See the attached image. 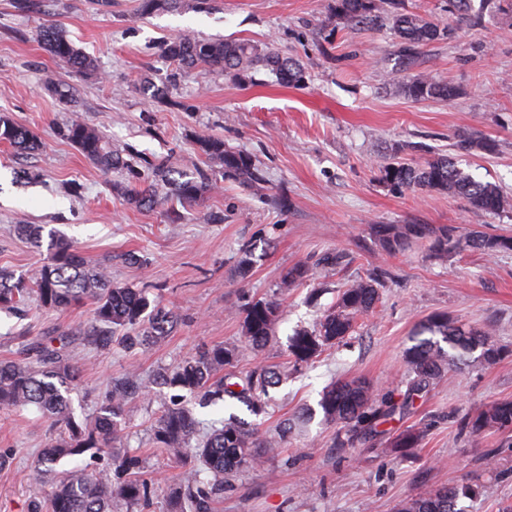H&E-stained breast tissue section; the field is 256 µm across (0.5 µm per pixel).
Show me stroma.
I'll list each match as a JSON object with an SVG mask.
<instances>
[{
	"instance_id": "1",
	"label": "stroma",
	"mask_w": 512,
	"mask_h": 512,
	"mask_svg": "<svg viewBox=\"0 0 512 512\" xmlns=\"http://www.w3.org/2000/svg\"><path fill=\"white\" fill-rule=\"evenodd\" d=\"M140 0H0V115L36 135V150L0 142V269L30 276L47 260L18 235L20 224L73 242L87 261L107 268L114 285L143 289L179 316L168 336L133 349L67 344L83 367L69 393L76 418L92 414L129 370L147 380L214 344L239 348L246 372L277 367L284 380L270 389L266 414L246 404L199 406L184 400L209 433L237 415L256 423L280 445L257 469L224 484L213 512H397L407 499L441 486L470 485L460 512H512V435L473 437L463 418L482 404L512 399V253L494 257L466 251L435 256L425 239L405 251H385L379 224L455 226L469 236L512 235V210L474 216L464 200L435 191L392 190L378 172L385 155L406 163L450 155L475 180L512 195V0L484 8L470 0L467 16L449 14L448 0H405L408 10L446 25L450 37L402 50L391 23L351 27L333 18L332 0H194L179 8L138 15ZM48 25L66 33L90 56L93 71L76 73L56 61L38 34ZM248 40L300 62L305 80L282 85L268 71L243 79L175 66L160 53L169 37ZM433 74L457 91L449 102L414 101L401 84ZM150 81L166 86L158 101L141 92ZM71 97L60 100L55 84ZM101 131L127 166L105 174L59 131L73 118ZM477 135L494 152L463 151L461 137ZM222 137L247 153L258 179L244 184L202 155L196 141ZM211 188L195 202L167 197L150 208L130 204L114 181L148 183L159 163ZM182 218L171 222L169 210ZM251 251L252 268L240 278L237 261ZM298 263L310 278L280 291L284 273ZM373 280L379 301L357 318L343 342L309 365L293 367L288 339L333 306L339 290ZM274 299L282 315L263 356L245 347L241 308ZM447 315L456 324L492 327L506 354L486 362L470 353L431 385L406 414L380 424V434L353 448L334 447L336 428L318 401L338 380L364 379L386 392L406 390L405 353L426 319ZM93 307L64 311L29 299L22 310H0V360L16 358L30 341L90 326ZM172 392L149 387L124 419L121 450L140 456L153 490L149 512H169L180 487L179 462L153 441L157 419ZM424 432L420 447L392 452L408 428ZM52 434L36 408L0 414V512H29L45 489L31 470Z\"/></svg>"
}]
</instances>
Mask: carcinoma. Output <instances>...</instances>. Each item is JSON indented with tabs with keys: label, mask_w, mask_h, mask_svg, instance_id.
Returning <instances> with one entry per match:
<instances>
[{
	"label": "carcinoma",
	"mask_w": 512,
	"mask_h": 512,
	"mask_svg": "<svg viewBox=\"0 0 512 512\" xmlns=\"http://www.w3.org/2000/svg\"><path fill=\"white\" fill-rule=\"evenodd\" d=\"M389 4L394 7V32L405 49L412 50L448 35V27L418 13L399 9L398 0H389ZM332 14L353 27L382 23L375 0H334ZM40 40L50 55L71 68L88 71L94 67L92 59L77 49L63 31L47 27L41 31ZM161 50L167 59L183 68L203 66L232 78H241L262 66L285 85L297 84L304 79V70L298 61L245 40H208L178 35L163 41ZM402 90L415 101H449L456 96L454 87L429 74L410 77L403 83ZM61 134L103 171L110 172L122 166L121 157L112 150L109 141L82 121H72ZM0 140L22 149L38 147L37 137L30 129L5 116H0ZM198 146L203 155L224 168L225 173L243 183L257 180L253 159L226 148L223 139L203 138ZM460 148L490 152L493 144L486 138L468 137L460 140ZM379 173L380 179L397 191H438L458 196L477 216L512 207V198L497 185L474 180L449 156L433 157L421 165L386 162L379 167ZM156 177L159 181L154 184L124 185L122 193L131 204L151 207L157 202L161 187L173 186L175 195L183 203L196 200L208 187L205 181L175 179L164 165L158 166ZM376 235L382 247L390 253L401 252L412 240L423 238L430 239V248L440 257L468 249L479 250L488 256L512 252L511 235L462 238L456 235L453 227L435 232L425 224H380L376 227ZM308 277L309 266L296 264L283 275L280 288L286 292ZM32 296L48 310H63L91 302L94 324L86 329H69L65 335L91 336L94 343L102 346L110 345L112 336L122 330L125 331L123 343L130 349L153 342L168 335L176 320L171 310L159 301L150 302L141 290L112 286L109 274L85 262L73 244L62 236L51 239L47 262L32 276L17 277L0 270V309H16ZM377 302V289L369 281L357 282L340 291L335 306L315 326L300 328L290 338L288 354L293 366L308 364L325 348L348 336L355 317L371 311ZM279 316V303L272 299L256 300L243 307L242 331L255 355L263 354L269 346ZM421 332H428L431 337L416 338L406 353L413 378L400 400L376 395L370 383L361 380L333 384L322 393L319 407L324 420L336 426V447L352 448L371 441L377 433L378 421L407 411L414 397L426 391L446 369L456 365L457 358L478 348L487 362H495L504 354L492 330H466L454 325L444 315L430 318L421 327ZM443 342L456 354H449L441 346ZM237 359L238 352L234 348L204 347L159 374V383L186 390L204 404L228 397L245 401L255 414L265 411L262 395L282 381V373L271 366H258L239 383L228 382L224 375L217 376L218 372L234 366ZM79 374V366L69 355L42 339L28 343L22 358L0 361V411L33 406L59 430L35 462L33 474L36 481H42L55 465L67 458L87 452L93 457L112 456L109 469L62 473L50 484L48 506L35 501L31 512H42L44 508L48 512H112V500L116 498L144 509L149 506L150 487L140 476V458L129 452L114 453L115 445L123 438L125 411L142 387L133 385L130 379L113 384L92 415L78 421L67 393ZM462 428L474 436L489 430L512 432V400L476 408L465 416ZM198 433L199 421L193 412L177 403L154 425L157 447L165 449L181 462L183 468L181 494L171 504L172 512H183L184 500L190 503L192 512H212L214 499L224 491V477L260 466L265 455L278 445L276 440L262 436L258 429L233 414L206 439L197 440ZM423 437V431L418 428L406 429L393 438L391 448L403 455L418 447ZM202 468L213 476V483L206 484L200 479ZM473 493L470 486L435 489L409 499L398 512H460L458 500Z\"/></svg>",
	"instance_id": "cac0c4a2"
}]
</instances>
